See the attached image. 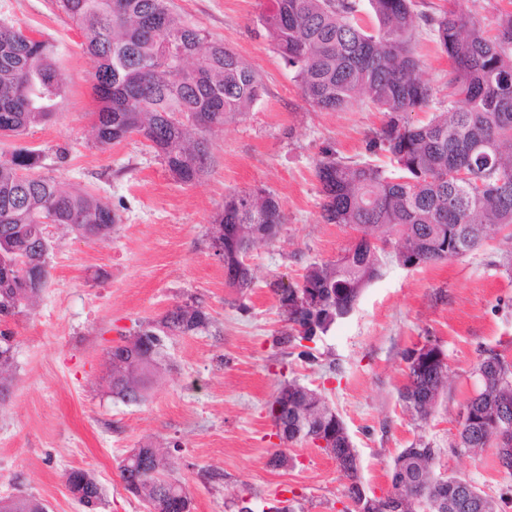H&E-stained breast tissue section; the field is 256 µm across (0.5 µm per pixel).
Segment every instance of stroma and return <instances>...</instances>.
Masks as SVG:
<instances>
[{
	"label": "stroma",
	"mask_w": 512,
	"mask_h": 512,
	"mask_svg": "<svg viewBox=\"0 0 512 512\" xmlns=\"http://www.w3.org/2000/svg\"><path fill=\"white\" fill-rule=\"evenodd\" d=\"M174 5L256 69L264 85L249 112L211 137L210 165L190 185L176 182L141 137L99 148L92 137L94 61L80 30L52 0H0V23L54 40L67 77L51 121L18 138L0 137V162L20 145L40 150L43 174L102 199L120 218L97 241L54 231L48 283L12 325L10 394L0 403V497H34L47 512H84L65 484L66 471L78 468L103 487L97 512H145L124 490L118 464L150 442L173 444L170 470L184 482L193 512H232L228 498L237 491L254 512L283 496L303 512H341L346 480L333 459L296 444L287 464L271 462L278 440L268 404L296 382L320 393L343 420L368 493L387 492L394 458L422 440L437 449L440 471L466 478L502 499L501 512H512V475L500 469L495 449L457 452L454 420L478 387L473 367L481 352L512 358V277L505 271L512 244L499 236L464 257L411 268L383 255L379 276L353 311L312 342L315 362L283 355L271 283L299 282L307 266L335 260L355 238L349 226L321 221L315 164L328 150L347 163L389 167L385 155L366 150L383 116L365 103L319 112L303 99L261 28L270 0ZM417 49L434 104L408 119L424 124L447 106L449 65L428 26L418 30ZM60 148L68 151L62 164ZM231 189L269 191L287 216L279 238L248 255L262 279L240 300L210 247L213 218ZM191 298L206 308L212 327L165 341L146 401L112 398L104 381L108 350ZM427 336L447 356L451 389L419 423L405 412L399 390L404 351ZM211 473L223 481H208Z\"/></svg>",
	"instance_id": "1"
}]
</instances>
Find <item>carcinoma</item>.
<instances>
[{
    "label": "carcinoma",
    "mask_w": 512,
    "mask_h": 512,
    "mask_svg": "<svg viewBox=\"0 0 512 512\" xmlns=\"http://www.w3.org/2000/svg\"><path fill=\"white\" fill-rule=\"evenodd\" d=\"M58 11L80 27L84 50L93 58V87L100 107L93 125L102 147L137 135L149 143L171 176L181 184L198 180L210 157L201 142L260 99L257 72L224 41L184 22L173 0H55ZM377 25L369 30L357 17V0H271L260 19L275 51L295 73L305 101L320 112L368 103L384 120L370 135L367 151L385 152L393 169L367 162L348 164L327 151L316 162L325 224H349L358 241L334 261L313 263L302 283L273 284L284 323L277 344L297 349L308 336L326 333L336 309L355 305L361 291L380 273L377 243H394L404 265L421 266L459 258L497 234L512 229V12L501 15L487 34L465 0L425 18L448 55V107L427 123L407 115L430 108L431 86L418 76L414 38L420 17L412 0H369ZM58 47L46 40L24 42L0 26V136L19 137L49 121L65 93ZM40 152L16 147L0 163V401L9 395L5 374L13 366L15 332L10 320L22 314L44 288L48 251L36 249L37 235L61 227L91 241L112 233L119 216L97 197L62 189L35 173ZM482 182L478 193L473 185ZM51 220V224L43 220ZM285 222L282 205L263 190L224 195L216 224L238 229L237 242L211 240L224 265L235 269L230 284L239 294L253 287L258 271L246 258L272 243ZM212 319L197 300L168 309L148 323L131 347L107 352V385L112 397L131 405L146 399L159 368L164 341L205 331ZM503 356L485 350L474 366L476 394L458 412V447L474 452L494 445L488 404L512 413V383L498 382L492 367ZM448 365H407L400 399L412 418L427 422L448 391ZM288 411L279 398L268 405L273 421L283 420L296 444L316 443L336 424L335 461L349 480L341 512L359 500L355 449L343 421L324 401L305 404L310 389L292 382ZM168 451L153 444L140 449L133 465H119L123 486L138 482L135 498L145 507L163 501L164 486L184 484L170 476ZM466 485L464 505L457 488ZM388 493L405 499L403 512H423L421 503L441 501L435 512H498L495 500L470 481L444 475L426 453L399 454ZM9 512H46L29 496H9Z\"/></svg>",
    "instance_id": "cac0c4a2"
}]
</instances>
